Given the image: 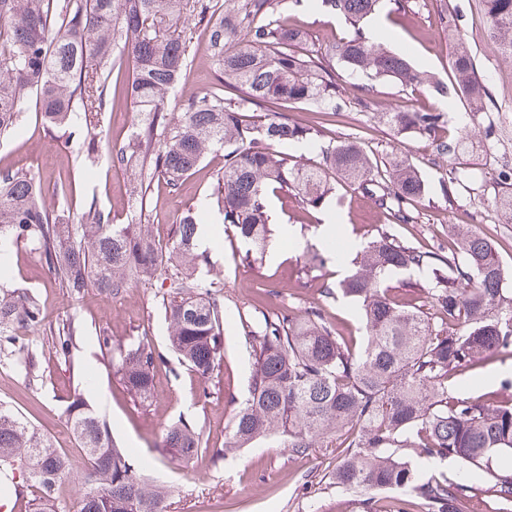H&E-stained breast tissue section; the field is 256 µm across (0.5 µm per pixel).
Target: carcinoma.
I'll use <instances>...</instances> for the list:
<instances>
[{"label":"carcinoma","mask_w":512,"mask_h":512,"mask_svg":"<svg viewBox=\"0 0 512 512\" xmlns=\"http://www.w3.org/2000/svg\"><path fill=\"white\" fill-rule=\"evenodd\" d=\"M307 1L353 29L322 55L297 50L304 32L274 17L276 0L200 4L196 24L205 32L218 87L168 118L161 102L188 67L189 0H0V135L15 130L31 94L50 131L71 127L78 104L85 124L95 123L109 104L104 66L118 51L131 65L126 95L136 107L135 132L107 155L114 165L136 162L137 199L145 195L141 186L160 176L178 190L205 154L222 146L216 191L224 224L262 255L271 236L269 193L289 194L309 212L321 209L336 183L360 193L389 226L357 250L342 281L322 284L320 300L266 315L260 330L248 331L252 373L224 447L208 448L202 429L187 420L164 428V447L192 464L209 452L227 455L274 438L298 456L336 444L345 454L329 471V484L355 494V512H417L420 505L427 512H483L488 499L499 502V512H512V473L479 484L450 481L423 475L411 461L451 457L487 469L495 457L512 459V382L486 397L448 392L454 376L512 347V271L494 241L473 227L448 225L446 252L399 240L392 226L416 223L426 200L425 181L408 157L369 154L355 138L321 146L315 127L277 111L280 103H302L323 116L340 114L338 63L352 74L439 95L448 87L387 49L380 36H365L361 23L380 0L294 5ZM485 3L488 30L501 54L512 58V0ZM449 66L467 109L488 110L492 98L476 75L472 51L458 46ZM227 89L245 97L228 96ZM248 105L255 113L247 119ZM382 119L398 134L432 141L450 158L472 148L466 134L449 127L445 112L396 106ZM290 141L309 143L319 157L288 163L275 146ZM198 225V216L183 217L164 247L151 225L116 224L94 199L76 216L68 208L52 211L33 175L0 173V256L19 243L34 246L69 298L170 280L171 293L162 300L168 348L181 366L208 379L224 361V281L202 267ZM411 268L428 269L427 283L407 281L394 292L388 277ZM338 292L357 304L360 344L326 310ZM44 321L39 300L9 288L0 264V352L27 362L25 337ZM77 335L71 317L55 356L71 359ZM99 346L140 398L151 394L160 368L175 372L146 338L122 349L103 335ZM61 416L84 460L81 480L71 471L70 451L0 403V475L16 486L32 483L37 512H47L65 483L79 492L78 512H170L172 490L148 482L146 467L119 446L106 418L81 393L70 397Z\"/></svg>","instance_id":"obj_1"}]
</instances>
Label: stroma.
<instances>
[{
    "mask_svg": "<svg viewBox=\"0 0 512 512\" xmlns=\"http://www.w3.org/2000/svg\"><path fill=\"white\" fill-rule=\"evenodd\" d=\"M483 13V0H408L404 11L396 0H381L368 22L378 26L388 49L446 83L451 80L453 51L448 34L459 33L469 44L478 77L489 88L497 109L512 114V59L498 52ZM275 14L305 33L310 50L324 51L328 41L349 34L348 26L337 16L294 7L292 0H279ZM191 58L185 77L164 100L165 111H180L189 98L214 81L203 40L193 42ZM130 78L126 59L113 57L108 79L114 95L111 107L102 112L96 127L76 120L68 136L47 134L34 99H27L19 116L23 137L0 138V171L23 169L33 174L50 207L77 210L92 198L110 211L117 223H128L138 215L163 238L171 237L173 224L188 210L207 204L205 221L213 232V244L206 254L211 267L224 277V364L218 374L204 381L185 369L176 375L162 371L152 398L144 401L129 394L110 356L101 352L98 336L109 335L115 345L124 347L144 337L165 346L167 326L161 303L169 286L157 281L112 297L93 292L70 299L50 280L40 254L21 244L10 251L8 284L38 297L46 320L42 329L30 336L32 366H19L0 356V402L50 434L57 447L70 448L74 440L60 411L73 390H82L88 403L106 417L121 447L132 456L150 457L149 476L156 483L174 487L171 512H353L352 493L319 483L325 470L340 459L341 449L315 448L309 455L297 456L272 439L229 457L208 456L186 467L170 459L162 434L165 425L185 418L202 426L209 447H223L233 404L245 398L252 371L247 329H259L265 315L317 299L318 284L338 282L347 273L323 245L328 233L324 216H335L337 224L330 233L341 238L345 252L352 253L384 226V215L342 186L336 187L322 211L311 219L294 199L278 195L271 199V210L281 228L274 231L272 241L279 245L281 257L247 255L245 244L225 231L222 212L211 200L217 175L224 167L220 147L211 150L197 171L183 179L177 192L155 180L143 202H136L130 193V171L114 168L104 150L88 148L102 138L123 143L130 137L134 114L124 95ZM336 80L344 89L342 98L347 105L342 115L320 124L313 107L291 103L284 105L285 115L302 124H318L319 140L324 144L353 136L366 148H394L412 157L426 181L430 205L423 209L418 223L401 230L403 241L431 248L447 242L449 223L469 224L493 238L504 262L512 267V223H503L493 206L502 190L497 174L506 166V154L512 153V123L494 121L489 111L467 112L455 95L434 97L385 79L374 81L371 103L363 108L355 103L353 77L340 69ZM398 104L462 117L468 135L483 142L482 151L456 161L438 155L429 141L417 135L394 134L383 126L380 115ZM454 166L463 177L449 206L441 182ZM71 180L78 188L73 198L65 194ZM70 317L78 320L82 334L71 360L64 361L55 357L53 344ZM505 378L512 379V349L462 372L450 391L476 398L499 391ZM203 387L209 392L205 399L197 396Z\"/></svg>",
    "mask_w": 512,
    "mask_h": 512,
    "instance_id": "35a3bbf8",
    "label": "stroma"
}]
</instances>
